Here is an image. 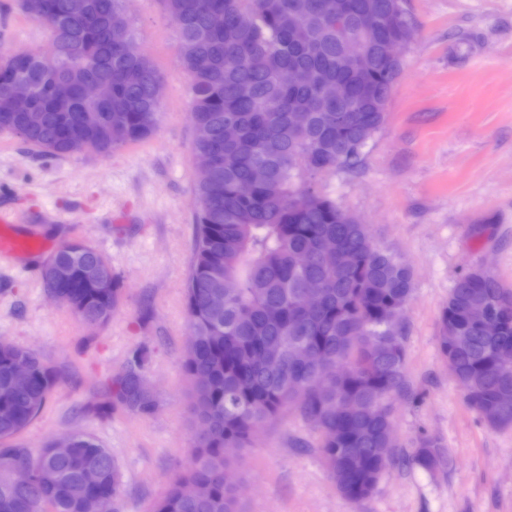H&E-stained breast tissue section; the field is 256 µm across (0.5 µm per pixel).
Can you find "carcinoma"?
Returning a JSON list of instances; mask_svg holds the SVG:
<instances>
[{
	"label": "carcinoma",
	"mask_w": 512,
	"mask_h": 512,
	"mask_svg": "<svg viewBox=\"0 0 512 512\" xmlns=\"http://www.w3.org/2000/svg\"><path fill=\"white\" fill-rule=\"evenodd\" d=\"M70 0H18L19 10L63 42L47 56L38 51L0 54V132L18 136L50 157L72 154L67 132L80 133L98 117L97 154L148 139L160 119L153 92L161 80L135 39L114 44L109 29L126 22L123 0H86L73 17ZM180 33V61L190 80L193 153L212 167L194 185V247L185 285L189 341L182 361L190 381L195 423L194 464L180 471L151 512H246L224 485L230 460L224 448L250 447L258 429L298 404L319 432V450L337 491L357 503L369 497L390 464L379 448H393V396L405 388V350L394 309L412 292V273L380 247L367 225L321 195L314 178L336 167L354 168L363 148L384 125L403 62H390L384 47L401 23H382L401 0H162ZM224 13V28L210 25ZM359 43L358 62L346 56ZM300 71L286 84L284 70ZM40 82L33 107L43 123L30 128L10 109L17 78ZM75 84L94 80L105 100L79 96L59 102L47 79ZM336 85L339 99L322 88ZM308 114L298 128L293 114ZM237 137L224 141V127ZM267 180L251 185L253 168ZM99 251L62 250L57 259L78 277L63 284V307L83 324L102 326L119 304L121 279L101 294L81 275ZM323 284L316 308L304 303L308 281ZM477 309L502 319L499 335L485 336L468 315ZM439 348L454 362V379L468 407L494 428L512 427V362L500 351L512 346V288L476 264L460 274L440 316ZM25 363L33 383L11 384V370ZM137 350L106 388L98 413L121 408L148 415L156 408L143 379ZM59 370L36 350L18 344L0 349V512H85L94 496L112 499L120 512L121 463L93 436L76 458L58 454L53 439L28 448L16 437L45 408ZM413 463L433 469L444 462L440 442L423 436ZM26 464L34 479L14 487L12 469ZM96 470L95 487L82 472Z\"/></svg>",
	"instance_id": "cac0c4a2"
}]
</instances>
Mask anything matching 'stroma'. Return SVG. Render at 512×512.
<instances>
[{
  "mask_svg": "<svg viewBox=\"0 0 512 512\" xmlns=\"http://www.w3.org/2000/svg\"><path fill=\"white\" fill-rule=\"evenodd\" d=\"M0 0V53H49L45 29ZM414 29L388 118L358 168L320 174L315 185L412 271L401 321L409 390L392 401L398 446L374 492L351 503L319 452V433L288 409L265 424L244 455L247 512H512V427H489L466 405L441 355L442 307L456 278L485 262L512 286V0H406ZM129 29L162 75L155 134L110 156L38 154L0 132V210L35 242L0 258V339L37 349L62 380L21 434L31 448L87 432L123 469L121 512H151L177 471L194 461L184 282L194 239L189 78L180 36L160 0H130ZM80 238L123 282L110 323L91 331L46 294L39 265ZM156 398L152 414L104 415L103 388L135 350ZM437 438L449 466L410 460L418 437Z\"/></svg>",
  "mask_w": 512,
  "mask_h": 512,
  "instance_id": "stroma-1",
  "label": "stroma"
}]
</instances>
